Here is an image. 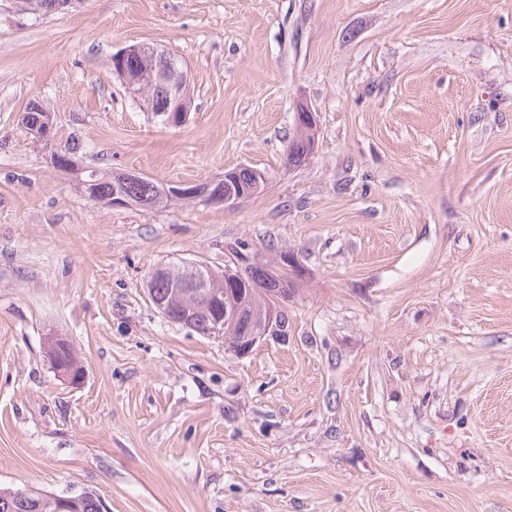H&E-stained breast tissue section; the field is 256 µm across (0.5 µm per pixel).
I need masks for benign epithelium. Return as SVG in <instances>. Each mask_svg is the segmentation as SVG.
Masks as SVG:
<instances>
[{
	"instance_id": "7a95c632",
	"label": "benign epithelium",
	"mask_w": 512,
	"mask_h": 512,
	"mask_svg": "<svg viewBox=\"0 0 512 512\" xmlns=\"http://www.w3.org/2000/svg\"><path fill=\"white\" fill-rule=\"evenodd\" d=\"M112 68L125 82L130 94L139 98L147 97V91L154 84L163 83L168 92L167 102L162 114L167 116L170 124H179L189 111L190 99L187 88V73L176 55L168 50L151 44L127 47L112 56ZM296 127L310 131L316 127L314 113L307 107H300L295 113ZM245 194H223L215 191L205 199L209 205H219L224 210L233 209ZM256 262V259L244 257L237 260L231 256L224 259V283L228 288H213L203 272L199 262L187 263L180 269L160 264L151 272L155 279L169 282V286L185 295L192 292L205 299L211 305L213 314L209 338L224 341V328L231 325L240 329L241 344L233 352L242 357L253 348L280 331V298L271 296L267 299L266 311L261 315L246 310L241 304L240 295L233 284L241 277L242 266ZM46 356L54 371L70 385H79L84 378V369L76 354L73 344L66 338H55L48 342ZM56 512H79L80 499L75 495L51 497Z\"/></svg>"
}]
</instances>
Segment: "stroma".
I'll return each mask as SVG.
<instances>
[{"label": "stroma", "instance_id": "obj_1", "mask_svg": "<svg viewBox=\"0 0 512 512\" xmlns=\"http://www.w3.org/2000/svg\"><path fill=\"white\" fill-rule=\"evenodd\" d=\"M183 63L171 125L112 69ZM54 114L52 141L22 123ZM315 148L292 166L298 106ZM234 210L87 199L54 157ZM287 266L247 356L167 322L156 265ZM69 339L81 385L59 378ZM0 488L110 512H512V0H0ZM235 175L231 173V171H225L224 172V179H221L219 181L213 182L214 184H221L223 181H227L228 179H231L234 175V179L230 180V185H225V191H229L231 188L237 193L240 189V187H250L251 181H252V174L254 175V181L255 186L259 189L262 181H264V175L257 171L252 170L247 167L238 168L236 169ZM66 350L67 357L62 360L60 349ZM46 356L54 371L70 385H80L84 378V369L76 354L73 344L66 338H55L48 342ZM70 356L72 361H70ZM82 496V507L80 509V499L76 495L67 496H53L51 497L53 507L56 508V512H104L106 511L105 505L101 500V511H100V498L92 492L84 491L81 493Z\"/></svg>", "mask_w": 512, "mask_h": 512}]
</instances>
